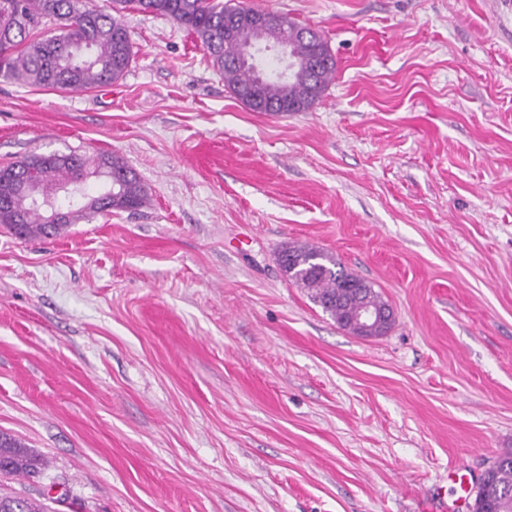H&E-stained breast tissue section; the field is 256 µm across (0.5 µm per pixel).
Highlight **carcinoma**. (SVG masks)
<instances>
[{
  "label": "carcinoma",
  "mask_w": 512,
  "mask_h": 512,
  "mask_svg": "<svg viewBox=\"0 0 512 512\" xmlns=\"http://www.w3.org/2000/svg\"><path fill=\"white\" fill-rule=\"evenodd\" d=\"M137 10L165 15L196 37L213 67L224 76V87L254 112H307L332 83L336 62L327 42L312 30L290 20L276 32L300 70L287 81H259L241 61L243 46L256 38L252 30L230 22L238 10L223 0H112L104 12L83 0H0V76L19 84L61 90L92 89L119 81L134 57L133 43L121 13ZM92 179L101 190L73 201L58 196L56 204L77 224L95 213L133 211L149 203L138 176L116 156L96 157L69 153H35L0 167V224L20 239L47 238L49 229L44 198L70 182L84 185ZM289 280L311 294L312 300L336 324L354 332L346 302L367 301L386 306L370 287L349 292L347 284L365 280L346 271L335 258L307 244H288L278 254ZM38 462L15 438L0 434V473L30 476ZM473 512H512V449L502 452L481 479ZM0 512H46L36 499L0 493Z\"/></svg>",
  "instance_id": "carcinoma-1"
}]
</instances>
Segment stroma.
I'll use <instances>...</instances> for the list:
<instances>
[{
  "label": "stroma",
  "instance_id": "stroma-1",
  "mask_svg": "<svg viewBox=\"0 0 512 512\" xmlns=\"http://www.w3.org/2000/svg\"><path fill=\"white\" fill-rule=\"evenodd\" d=\"M320 33L307 112H254L196 38L130 12L125 76L0 77V166L115 155L146 207L0 227V433L58 512H470L512 449V7L244 0ZM204 142L224 163L203 171ZM304 242L395 311L365 338L289 281Z\"/></svg>",
  "mask_w": 512,
  "mask_h": 512
}]
</instances>
